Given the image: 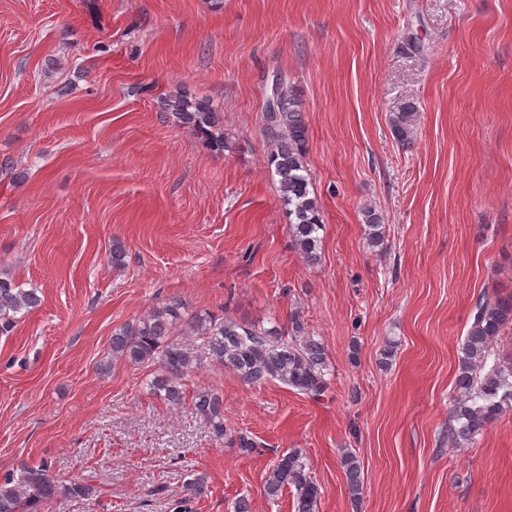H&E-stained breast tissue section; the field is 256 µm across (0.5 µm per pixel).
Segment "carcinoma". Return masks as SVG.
<instances>
[{"mask_svg": "<svg viewBox=\"0 0 512 512\" xmlns=\"http://www.w3.org/2000/svg\"><path fill=\"white\" fill-rule=\"evenodd\" d=\"M162 105L172 125L194 133L210 150L218 154L235 151V142L224 135V127L207 100L178 91L168 95ZM418 116V108L410 102L390 115L393 137L407 149L416 141ZM263 126L269 145L268 166L278 183L293 244L307 262L315 263L320 259V231L324 224L310 190L307 128L292 86L281 83L280 104L276 111L263 113ZM362 222L368 245H383L385 227L373 207L362 209ZM40 303L36 290L0 279V334L11 333L18 315ZM178 320L177 307L166 305L150 309L112 333V359L134 367L155 368L149 390L172 406L183 404L184 381L200 365L187 345L169 340L178 331ZM185 325L191 335L202 340L215 364L235 372L248 385L278 381L312 400L319 399L329 388L325 346L307 333L298 315L292 316L285 327L247 325L210 315L193 316ZM511 325L512 297L504 299L485 293L472 309L469 328L459 347L453 405L448 416V445L453 448L469 447L493 421L512 411V366L505 367L494 358L498 338ZM191 403L216 440H225L244 454L255 450L250 436L226 425L223 399L216 390H194ZM340 467L351 500L359 501L363 491L360 460L346 451L341 455ZM288 487L295 490V512H319L320 490L296 452L278 456L265 480L264 495L274 502ZM206 490L204 476L192 477L185 485L184 495L169 504L168 512H191L190 503ZM58 496L87 499L92 496V488L78 480L56 484L46 462L24 464L0 477V512H43Z\"/></svg>", "mask_w": 512, "mask_h": 512, "instance_id": "cac0c4a2", "label": "carcinoma"}]
</instances>
